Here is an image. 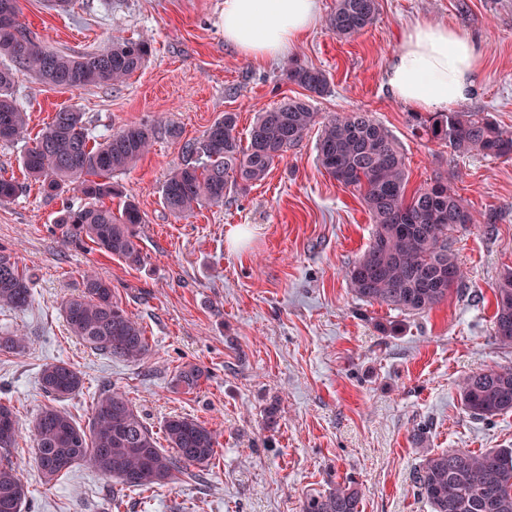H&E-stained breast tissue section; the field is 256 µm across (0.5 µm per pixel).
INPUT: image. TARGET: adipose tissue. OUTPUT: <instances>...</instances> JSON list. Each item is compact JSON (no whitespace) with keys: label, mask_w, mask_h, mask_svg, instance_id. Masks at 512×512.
<instances>
[{"label":"adipose tissue","mask_w":512,"mask_h":512,"mask_svg":"<svg viewBox=\"0 0 512 512\" xmlns=\"http://www.w3.org/2000/svg\"><path fill=\"white\" fill-rule=\"evenodd\" d=\"M317 0H224V40L243 56L276 60L315 25ZM480 60L476 43L441 23L419 21L403 35L385 77L394 98L418 110L466 98Z\"/></svg>","instance_id":"ef3b65f1"}]
</instances>
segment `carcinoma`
<instances>
[{
    "label": "carcinoma",
    "instance_id": "1",
    "mask_svg": "<svg viewBox=\"0 0 512 512\" xmlns=\"http://www.w3.org/2000/svg\"><path fill=\"white\" fill-rule=\"evenodd\" d=\"M377 12V0H336L327 26L336 36L349 37L372 26ZM16 31L29 40L10 56L18 70L0 69V143L23 140L28 130L29 115L11 93L17 72L55 88L80 90L125 80L151 54V44L144 38L117 40L105 50L81 55L62 53L20 21L19 0H0V43L15 38ZM284 76L312 96L323 95L329 87L324 71L296 59L288 61ZM317 117L308 100L287 98L258 113L244 147L236 135V113H224L201 139L183 144L184 164L161 187L164 207L185 216L203 205L224 203L233 189L247 191L303 139ZM420 127L428 139L458 153L512 156V130L480 112H435ZM156 133L154 125L133 123L92 143L82 113L64 107L26 147L21 156L26 179L40 184L48 195L74 184L88 199L76 209H64L57 218L64 243L81 247L90 241L130 267L145 263L139 207L129 200L116 214L104 199L118 194L113 176L135 169ZM316 152L317 163L327 174L360 194L375 224L369 247L346 271L357 299L424 312L451 292L465 295L467 284L451 234L476 223V218L454 188L456 175L438 176L407 195L408 172L400 147L371 113L361 110L322 123ZM20 189L16 180L0 177V203L13 200ZM494 295V336L512 346V270L501 275ZM32 298L29 278L1 247L0 306L23 309ZM61 308L70 332L86 346L127 362H139L147 354L142 325L112 302V285L96 273H86L81 294L66 299ZM26 346L24 336L0 334V352L19 354ZM201 377L195 367L182 369L175 387L189 393ZM40 381L44 393L57 401L84 387L80 371L62 361L45 365ZM459 396L464 411L477 419L512 412V365L467 375ZM17 432L13 410L0 405V512H21L28 496L12 460ZM163 432L171 453L158 446L154 432L123 392L104 391L86 428L55 405L42 409L33 426L34 462L48 481L84 463L123 489L147 490L173 483L187 466L208 465L217 452L216 431L194 418L173 416ZM411 481L431 512H512V449L477 453L426 448ZM360 503L357 482L350 480L306 496L301 512H360Z\"/></svg>",
    "mask_w": 512,
    "mask_h": 512
}]
</instances>
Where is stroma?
I'll return each instance as SVG.
<instances>
[{"label":"stroma","mask_w":512,"mask_h":512,"mask_svg":"<svg viewBox=\"0 0 512 512\" xmlns=\"http://www.w3.org/2000/svg\"><path fill=\"white\" fill-rule=\"evenodd\" d=\"M378 0L375 23L348 38L327 27L336 0H319L315 27L290 52L326 72L329 90L310 104L319 119L372 113L405 156L408 191L455 171V188L477 218L453 233L469 293L422 313L365 303L345 271L372 240L374 225L358 194L316 162L317 130L288 150L249 191L178 217L161 187L183 161L182 141L202 137L224 113L238 115L247 139L258 112L303 97L278 61L257 62L224 41V0H20L21 20L48 45L71 55L116 38H146L152 53L125 82L77 91L19 73L13 95L29 114V136L60 108L83 114L103 140L130 123L161 122L146 156L119 175L121 210L136 201L146 264L130 267L98 250L62 245L54 224L66 207L85 205L72 188L46 197L37 184L0 204V245L33 284L29 308L0 307V332L24 334L20 354L0 353V403L19 424L14 459L28 498L22 512H301L306 495L355 480L361 512H430L411 475L423 448H512V412L469 416L457 384L465 374L512 364L496 341L494 290L512 270V157L459 154L427 140L421 113L398 100L385 69L416 21L444 23L481 50L469 98L459 110L482 112L512 129V0ZM181 132L171 139L168 128ZM94 269L112 300L142 323L149 344L129 363L87 348L68 331L60 308ZM64 361L84 378L61 407L88 425L104 390L124 392L155 435L175 415L204 421L218 434L217 454L193 477L113 495L112 484L79 464L44 483L33 454V423L51 399L41 389L45 364ZM203 373L200 388L177 390L183 367ZM279 400L267 429L263 410ZM423 442H416V431Z\"/></svg>","instance_id":"stroma-1"}]
</instances>
